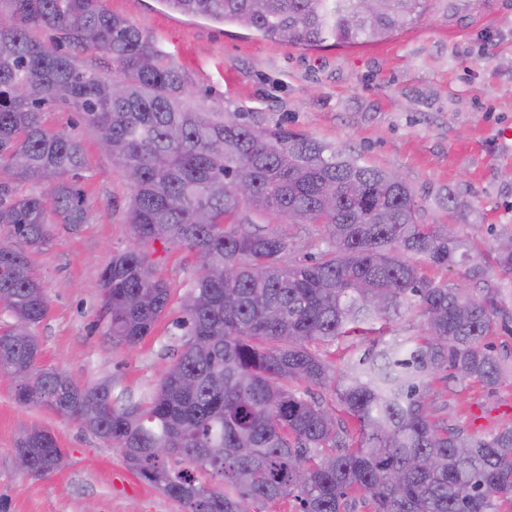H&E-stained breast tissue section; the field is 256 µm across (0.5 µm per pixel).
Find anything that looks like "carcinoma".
<instances>
[{
  "label": "carcinoma",
  "mask_w": 512,
  "mask_h": 512,
  "mask_svg": "<svg viewBox=\"0 0 512 512\" xmlns=\"http://www.w3.org/2000/svg\"><path fill=\"white\" fill-rule=\"evenodd\" d=\"M162 2L305 48L382 40L425 5L384 0L363 21L358 0ZM40 30L108 55L117 69L79 67L31 36ZM187 98L181 71L104 0H0V309L12 319L0 328V372L16 401L78 422L184 512H252L288 497L298 512H348L356 496L374 512H498V501H512V423L480 436L430 412L436 379L493 388L505 376L484 344L498 291L478 297L424 272L462 268L487 285L490 265L448 225L420 222L416 191L396 172L235 112H201ZM53 104L83 115L133 190V243L100 276L112 342L136 348L168 309L147 246L183 247L196 259L172 322L173 358L144 405L121 402L110 378L81 386L41 361L35 329L48 299L26 250L49 243L51 216L82 224L87 213L67 179L82 168L80 143L42 124ZM15 180L40 191L18 194ZM258 217L318 226L315 252L288 258V238ZM493 260L512 270V237ZM409 315L424 318L420 334L357 360L338 366L314 350ZM297 383L332 391L336 407ZM343 415L355 424L349 443ZM15 452L29 459L26 475L58 471L61 448L47 430L22 432Z\"/></svg>",
  "instance_id": "1"
}]
</instances>
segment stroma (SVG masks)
I'll list each match as a JSON object with an SVG mask.
<instances>
[{
	"mask_svg": "<svg viewBox=\"0 0 512 512\" xmlns=\"http://www.w3.org/2000/svg\"><path fill=\"white\" fill-rule=\"evenodd\" d=\"M153 37L181 69L188 102L204 112L229 110L245 122L286 125L360 158L405 174L422 222H439L470 238L475 252L512 235V0H427L423 14L385 39L316 49L273 42L234 25L189 17L161 0H104ZM48 129L79 140L84 163L75 179L87 208L82 224H57L49 244L29 253L49 312L37 327L44 364L80 385L109 377L115 396L148 399L167 364L172 322L195 275L191 252L148 246L171 291L168 312L136 350L104 334L100 274L123 250L131 227L132 187L104 153L80 114L63 106L42 115ZM454 192L459 206L443 198ZM504 312L486 342L512 364V271L493 270ZM436 406L455 409L454 424L487 435L512 420V373L492 391L473 381L435 382ZM49 430L69 458L44 477L15 467L19 434ZM0 512H182L172 499L129 471L119 453L75 421L19 405L0 378Z\"/></svg>",
	"mask_w": 512,
	"mask_h": 512,
	"instance_id": "obj_1",
	"label": "stroma"
}]
</instances>
